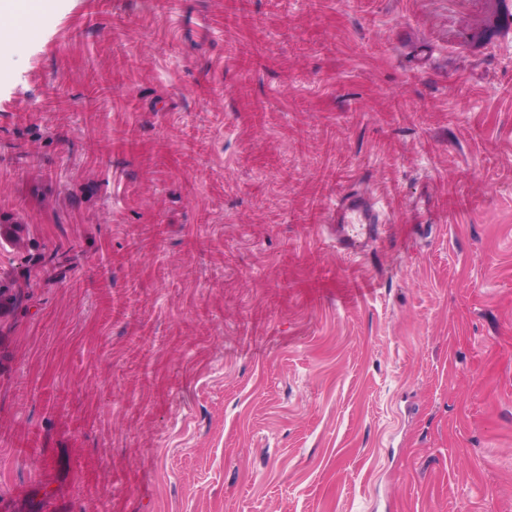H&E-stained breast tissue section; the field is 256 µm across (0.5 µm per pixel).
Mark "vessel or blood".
<instances>
[{
	"instance_id": "vessel-or-blood-1",
	"label": "vessel or blood",
	"mask_w": 512,
	"mask_h": 512,
	"mask_svg": "<svg viewBox=\"0 0 512 512\" xmlns=\"http://www.w3.org/2000/svg\"><path fill=\"white\" fill-rule=\"evenodd\" d=\"M327 223L336 227V246L348 257L364 254L379 239L383 222L375 195L349 189L339 193L326 210Z\"/></svg>"
}]
</instances>
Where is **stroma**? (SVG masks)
I'll use <instances>...</instances> for the list:
<instances>
[{"label": "stroma", "instance_id": "stroma-1", "mask_svg": "<svg viewBox=\"0 0 512 512\" xmlns=\"http://www.w3.org/2000/svg\"><path fill=\"white\" fill-rule=\"evenodd\" d=\"M319 2L0 18V512H512V0ZM379 201L371 193L348 189L329 203L325 224H336V246L348 257L364 254L379 240V224L386 222ZM10 248V250L7 249ZM0 248L12 252L26 265L25 276L37 262L51 261L54 254L46 251V246H40L30 238L24 224H0ZM17 279L0 272V325L9 322L23 305L24 296L15 289Z\"/></svg>", "mask_w": 512, "mask_h": 512}]
</instances>
